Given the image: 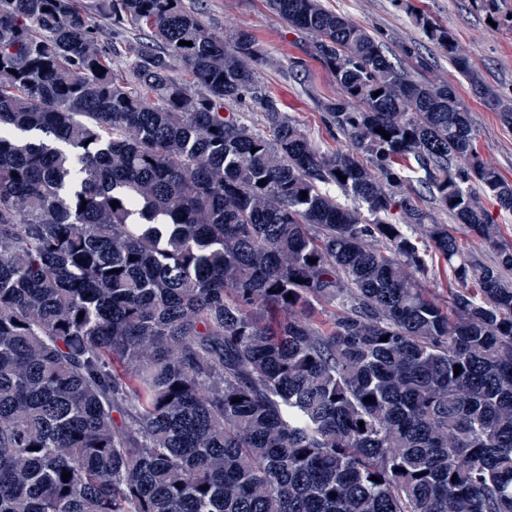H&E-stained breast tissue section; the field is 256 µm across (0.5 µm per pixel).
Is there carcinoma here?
<instances>
[{"label":"carcinoma","instance_id":"obj_1","mask_svg":"<svg viewBox=\"0 0 512 512\" xmlns=\"http://www.w3.org/2000/svg\"><path fill=\"white\" fill-rule=\"evenodd\" d=\"M267 5L312 34L349 148L313 144L257 41L183 0H0V512H512V243L482 202L512 211V182L455 86L402 66L427 67L415 47ZM243 99L262 127L224 113ZM422 194L420 198H416L418 205L422 208L429 209L432 220L438 224H448L449 231L457 238L468 256L481 265H492L495 262V250L478 242L467 233V229L463 225L455 224L454 220L449 215L434 209V205L429 203L428 195L424 191Z\"/></svg>","mask_w":512,"mask_h":512}]
</instances>
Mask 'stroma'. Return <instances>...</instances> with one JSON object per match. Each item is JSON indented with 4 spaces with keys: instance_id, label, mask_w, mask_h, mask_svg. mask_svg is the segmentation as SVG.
Listing matches in <instances>:
<instances>
[{
    "instance_id": "stroma-1",
    "label": "stroma",
    "mask_w": 512,
    "mask_h": 512,
    "mask_svg": "<svg viewBox=\"0 0 512 512\" xmlns=\"http://www.w3.org/2000/svg\"><path fill=\"white\" fill-rule=\"evenodd\" d=\"M204 26L220 34L230 26L251 33L269 63L258 72L260 84L276 98L282 112L298 123L317 144L329 142L321 121L320 103L339 89L330 72L312 56L309 35L289 28L265 0H184ZM329 9L343 14L373 32L387 34L390 50L415 44L428 60L426 69L408 64L409 73L423 81H447L455 85L468 104L479 151L486 162L512 180V127L497 112L471 93L447 59L416 30L404 7L395 0H325ZM441 25L447 26L460 49L484 80L504 97L512 98V27L488 23L489 13L476 0H418Z\"/></svg>"
}]
</instances>
